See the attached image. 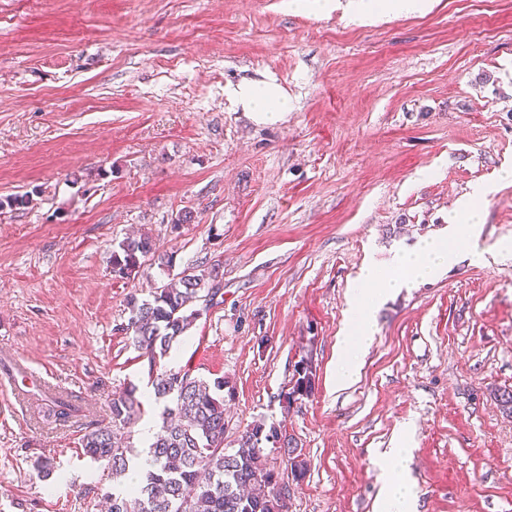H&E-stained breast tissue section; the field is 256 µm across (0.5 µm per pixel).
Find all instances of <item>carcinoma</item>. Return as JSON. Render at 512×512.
Segmentation results:
<instances>
[{"mask_svg": "<svg viewBox=\"0 0 512 512\" xmlns=\"http://www.w3.org/2000/svg\"><path fill=\"white\" fill-rule=\"evenodd\" d=\"M157 257L163 266L173 258L156 255L151 237H128L112 251V275L128 279L142 260ZM224 273L217 263L196 271L187 267L156 288L150 300L130 296L129 318L119 330L154 367L167 357L202 312L220 304ZM152 396L164 403L161 426L149 445L150 468L135 487L103 494L109 512H288V497L277 492L279 473L268 466L262 442H270L291 461L294 477L304 474V461H294L295 439L271 427L256 424L241 437L232 454L224 453V381L207 380L189 368H166L152 381ZM314 389L312 358L294 364L287 403ZM138 387L132 383L112 393L111 421L88 427L82 437L83 454L107 466L112 479L129 471L132 449L118 435L141 414ZM80 408L71 400H52L49 417L67 422Z\"/></svg>", "mask_w": 512, "mask_h": 512, "instance_id": "carcinoma-1", "label": "carcinoma"}]
</instances>
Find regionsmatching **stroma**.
<instances>
[{"mask_svg": "<svg viewBox=\"0 0 512 512\" xmlns=\"http://www.w3.org/2000/svg\"><path fill=\"white\" fill-rule=\"evenodd\" d=\"M350 0H0V512H100L82 453L110 395L150 388L121 324L129 296L220 263L224 301L165 367L224 382V446L261 423L288 512H379L385 454L409 428L417 512H512V0H431L348 24ZM274 78L290 110L257 124L227 88ZM484 264L459 258L375 315L359 374L336 342L361 266L443 236L473 185ZM193 223L176 225L179 212ZM152 237L172 267L112 275ZM311 356V395L285 403ZM29 379L8 384L15 361ZM78 417H46L52 397ZM53 458L45 480L31 467ZM148 235L128 237L112 251V275L128 279L139 271L147 257H155L156 249Z\"/></svg>", "mask_w": 512, "mask_h": 512, "instance_id": "1", "label": "stroma"}]
</instances>
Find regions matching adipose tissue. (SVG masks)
Returning a JSON list of instances; mask_svg holds the SVG:
<instances>
[{
  "label": "adipose tissue",
  "mask_w": 512,
  "mask_h": 512,
  "mask_svg": "<svg viewBox=\"0 0 512 512\" xmlns=\"http://www.w3.org/2000/svg\"><path fill=\"white\" fill-rule=\"evenodd\" d=\"M427 5L428 0H357L351 20L359 24L376 13L393 18L409 17L424 13ZM229 96L257 123H277L289 110L286 92L270 81L239 84L230 89ZM489 192V187L478 185L459 202L448 219L447 236L425 240L411 249L396 252L389 267L370 263L362 268L358 276L359 288L350 302L349 329L338 340V352L344 362L336 370L337 386L354 381L357 375L354 355L371 341L372 316L385 298L398 289L435 278L459 255H466L474 263L484 261L485 253L477 243L481 223L478 204ZM408 456L409 450L402 440L388 452L390 480L383 493V512H415V495L405 479Z\"/></svg>",
  "instance_id": "obj_1"
}]
</instances>
